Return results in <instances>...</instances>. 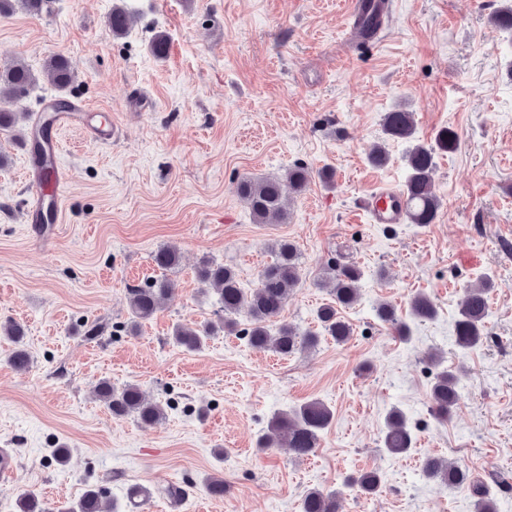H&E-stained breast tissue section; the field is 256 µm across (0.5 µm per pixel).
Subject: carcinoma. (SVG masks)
I'll return each instance as SVG.
<instances>
[{
  "label": "carcinoma",
  "mask_w": 512,
  "mask_h": 512,
  "mask_svg": "<svg viewBox=\"0 0 512 512\" xmlns=\"http://www.w3.org/2000/svg\"><path fill=\"white\" fill-rule=\"evenodd\" d=\"M372 0H366L365 8L357 18V26L366 33L375 31L382 22V15L376 9H368ZM134 16L128 9L115 5L108 17V26L115 37L126 35L134 25ZM494 29L512 38V5L500 8L491 18ZM45 74L60 90L72 81V71L65 57L53 55L45 63ZM35 81L34 74L21 62H15L0 70V102L17 100L25 94ZM385 135L391 138L412 139L415 135L413 113L396 110L386 113L383 122ZM456 146L454 133L444 130L436 138V147L414 145L407 155L408 176L404 185L407 198V216L413 224H431L436 219L440 201L434 194L431 173L434 166L435 150L451 151ZM295 193H302L309 181L307 169L296 166L288 169L285 178L277 176L244 177L239 184V193L247 204L253 220L268 224L275 219L280 223L288 220V200L282 194V181ZM274 261L259 275L256 287L246 290L236 270L223 263L205 259L196 268V278L203 286H210L218 296V303L224 312L221 326L213 324L189 325L179 323L173 327L172 339L188 351L200 349L208 337L218 330L235 331L237 321L233 316L243 311L249 319L244 331L250 345L257 349H270L281 356L296 353L306 346L318 342L313 333L301 334L291 324L274 325L290 297L303 284L300 256L294 243L287 239L277 241L271 248ZM155 264L162 270H171L180 264V253L174 247H164L154 255ZM363 273L355 265H339L329 268L328 280L332 283L331 301L322 305L316 313L323 330L338 343L347 342L353 333L352 325L342 311L357 302L360 295L359 283ZM487 285L482 284L466 289L461 301L459 317L455 323L456 345L463 351L471 350L484 340V323L488 314ZM173 288L166 279H157L144 288L129 290L131 328L137 329L148 321L171 298ZM413 314L420 319H430L435 314L432 302L423 295L414 297ZM378 319L395 328L400 336H409L408 327L401 323L394 307L383 302L377 307ZM0 335L16 344L11 363L18 371H26L31 357L24 347L25 331L21 324L5 321L0 323ZM458 375L448 369L439 371L431 387L434 412L440 419H446L458 405ZM96 394L114 417L132 415L144 426H151L164 417L163 407L146 397L136 384L117 388L107 380L96 385ZM333 411L322 401L312 400L295 409L279 412L272 417L267 432L262 434L257 447L287 448L296 458H304L316 450L321 432L330 424ZM382 442L386 451L401 457L413 446V435L403 414L390 412L385 419ZM422 471L425 476L440 487L467 485L477 497V512H497L496 504L486 496L483 487L472 481L467 470L453 462L428 456L424 459ZM362 493L372 495L380 488V478L374 472H364L353 479ZM108 491L94 488L86 491L67 512H104L103 499ZM17 512H46L37 495L26 493L18 499ZM301 512H336V493H325L311 489L304 495Z\"/></svg>",
  "instance_id": "obj_1"
}]
</instances>
